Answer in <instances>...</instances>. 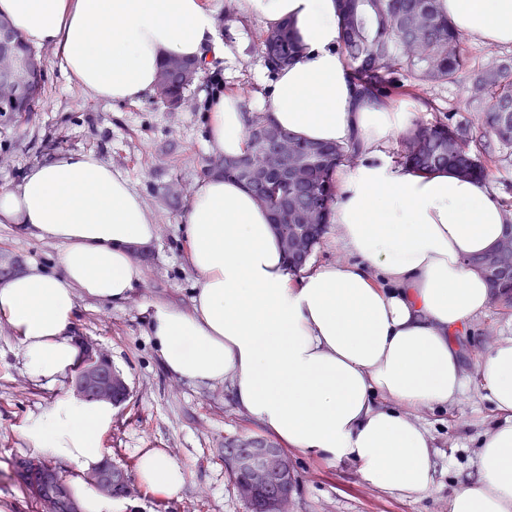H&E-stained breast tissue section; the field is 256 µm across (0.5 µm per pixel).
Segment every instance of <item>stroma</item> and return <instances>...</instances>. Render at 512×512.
<instances>
[{
  "label": "stroma",
  "instance_id": "obj_1",
  "mask_svg": "<svg viewBox=\"0 0 512 512\" xmlns=\"http://www.w3.org/2000/svg\"><path fill=\"white\" fill-rule=\"evenodd\" d=\"M243 49L234 59L214 58L225 87L238 93L271 85L258 47L263 23L246 21ZM47 79L42 108L30 120L0 117V187L17 183L33 164L70 151L94 152L121 171L151 215L156 236L137 262L142 280L125 302L78 297L75 335L97 343L125 377L130 397L115 412L104 446L112 459L133 471L140 449L163 448L184 468L178 496L160 500L134 486L118 499L119 512H251L233 488L224 466V441L262 435V428L236 410L227 385L194 384L171 377L147 334V309L157 302L189 307L196 274L186 258L181 218L203 177L206 115L192 106L169 110L154 98L106 106L82 96L68 82L51 49L41 51ZM177 185L180 204L166 195ZM62 245L0 224V263L23 272L38 264L54 270ZM512 334V305L495 304L471 320L461 336L465 366L475 371L481 354L498 337ZM72 390L70 376L48 384L26 372L12 328L0 321V512H39L14 470L34 456L24 430L28 421ZM439 452L436 484L424 497L408 500L369 486L355 469L330 465L299 452L289 457L298 476L291 512H448V494L463 479L480 435L494 418L478 380L448 411L421 413Z\"/></svg>",
  "mask_w": 512,
  "mask_h": 512
}]
</instances>
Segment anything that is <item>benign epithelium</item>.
<instances>
[{"instance_id": "1", "label": "benign epithelium", "mask_w": 512, "mask_h": 512, "mask_svg": "<svg viewBox=\"0 0 512 512\" xmlns=\"http://www.w3.org/2000/svg\"><path fill=\"white\" fill-rule=\"evenodd\" d=\"M15 40L12 30L0 27V78H8L14 70L7 45ZM253 181L288 179L297 176L300 162L296 151L288 147V139L274 134L269 143L259 145L256 153L242 164ZM512 264V234L509 233L484 262L485 271H498ZM77 395L84 399L120 405L130 395L122 374L112 367L110 359L93 343L83 342V355L72 377ZM224 465L228 469L237 494L250 501L262 496L264 512H289L288 506L298 483L291 460L272 441L263 437L239 436L224 442ZM89 480L102 492L113 497L130 494V478L125 469L105 460L102 467L89 475Z\"/></svg>"}]
</instances>
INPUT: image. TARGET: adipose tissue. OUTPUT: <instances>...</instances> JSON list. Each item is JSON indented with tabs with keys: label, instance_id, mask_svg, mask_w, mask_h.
Masks as SVG:
<instances>
[{
	"label": "adipose tissue",
	"instance_id": "1",
	"mask_svg": "<svg viewBox=\"0 0 512 512\" xmlns=\"http://www.w3.org/2000/svg\"><path fill=\"white\" fill-rule=\"evenodd\" d=\"M465 36L512 44V0H442ZM266 27L288 22L304 46L253 101L215 96L207 146L247 153L253 115L303 141L352 143L353 166L336 174L327 233L348 256L293 273L269 211L240 182L215 172L198 183L182 217L197 274L190 308L148 310V334L173 377L226 383L239 410L286 449L354 467L377 489L417 500L432 487L437 450L418 412L445 409L468 390L458 334L494 303L471 261L512 220L484 183L453 169L395 165L391 141L414 103L360 98L339 51L337 0H240ZM22 40L53 49L68 80L105 104L152 95L168 59L228 55L209 0H0ZM0 224L62 242L56 272L38 267L0 280V319L18 337L26 371L53 381L75 369L77 296L120 303L142 279L136 247L155 237L128 179L90 151L31 166L0 188ZM496 420L448 512H512V336L477 364ZM111 403L63 395L30 420L25 436L63 465L82 512H113L86 479L102 466ZM136 477L167 499L184 485L165 449H140Z\"/></svg>",
	"mask_w": 512,
	"mask_h": 512
}]
</instances>
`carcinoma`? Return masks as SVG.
<instances>
[{"mask_svg": "<svg viewBox=\"0 0 512 512\" xmlns=\"http://www.w3.org/2000/svg\"><path fill=\"white\" fill-rule=\"evenodd\" d=\"M342 38L339 51L350 71L357 94L371 101L391 102L405 92L426 107L444 111L428 89L444 84H464L463 108L477 113V126H452L435 119L416 123L400 136L397 163L431 172L453 168L464 178L487 177L485 156L490 141L512 148V63L492 54L475 68L470 65L465 39L441 8L440 0H338ZM263 63L276 74L297 60L304 51L291 24L271 27L260 35ZM13 54L22 79L10 96L0 92V114L31 116L39 111L45 82L36 50L15 38ZM200 66L186 59H170L160 68L156 101L175 110L187 102L186 92L197 80ZM272 123L257 116L248 128L250 147L267 133ZM301 175L285 184L260 190L236 167L224 168V176L244 184L264 205L276 224L288 225V233L301 232L310 247L320 243L336 198L335 173L343 164L352 165L358 152L352 144H322L301 141L294 136ZM502 301L512 304V269L493 280ZM16 475L32 494L42 512H69L74 500L60 483L56 470L23 459Z\"/></svg>", "mask_w": 512, "mask_h": 512, "instance_id": "cac0c4a2", "label": "carcinoma"}]
</instances>
